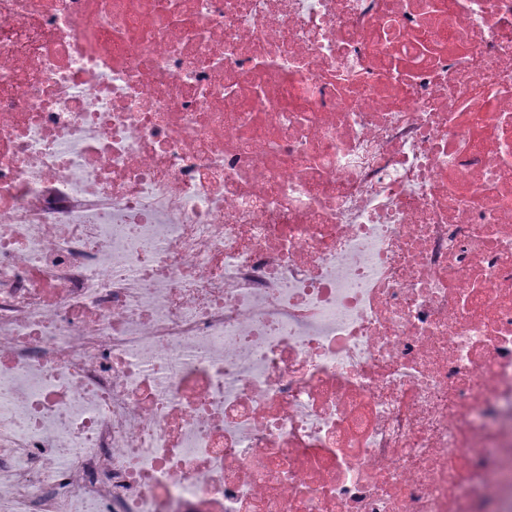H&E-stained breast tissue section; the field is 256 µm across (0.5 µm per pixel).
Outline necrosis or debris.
<instances>
[{"label": "necrosis or debris", "mask_w": 512, "mask_h": 512, "mask_svg": "<svg viewBox=\"0 0 512 512\" xmlns=\"http://www.w3.org/2000/svg\"><path fill=\"white\" fill-rule=\"evenodd\" d=\"M0 512H512V0H0Z\"/></svg>", "instance_id": "obj_1"}]
</instances>
